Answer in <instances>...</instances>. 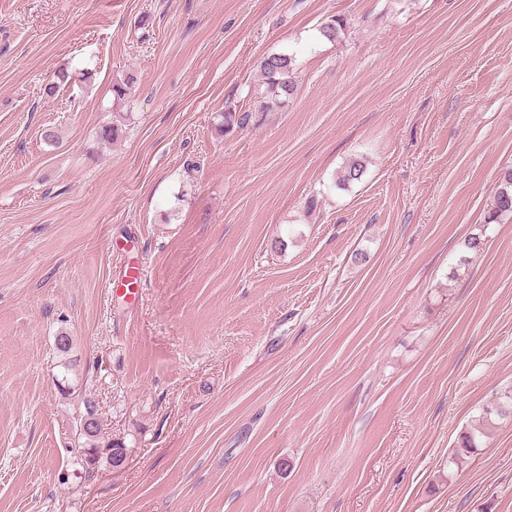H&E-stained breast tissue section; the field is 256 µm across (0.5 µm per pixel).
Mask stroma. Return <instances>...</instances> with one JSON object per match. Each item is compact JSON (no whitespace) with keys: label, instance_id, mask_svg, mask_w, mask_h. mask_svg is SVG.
Here are the masks:
<instances>
[{"label":"stroma","instance_id":"obj_1","mask_svg":"<svg viewBox=\"0 0 512 512\" xmlns=\"http://www.w3.org/2000/svg\"><path fill=\"white\" fill-rule=\"evenodd\" d=\"M510 167L512 0H0V512H512ZM258 67L264 86V92L260 96V108L254 111L242 107L237 111L236 106L234 109L228 108L224 112V121L218 128L220 133L244 130L255 125L258 114L280 107L294 91L296 64L293 57L285 53L269 54L259 61ZM505 215L512 216V169L504 173L497 188L491 219H497ZM506 414H512V390L503 393L495 405L484 408L480 413L478 424L464 429L459 434L455 446V456L460 458L475 453L482 444L485 427L496 418H501ZM77 433L79 439H83L81 449L85 452L87 460L86 464L88 468L86 470H92V467L98 464L101 460L114 467V455L123 454L127 455V448L121 442L108 441L107 443L100 442L101 427L99 420L91 429H82L80 422L77 425ZM118 458V462L122 465L126 461V458Z\"/></svg>","mask_w":512,"mask_h":512}]
</instances>
